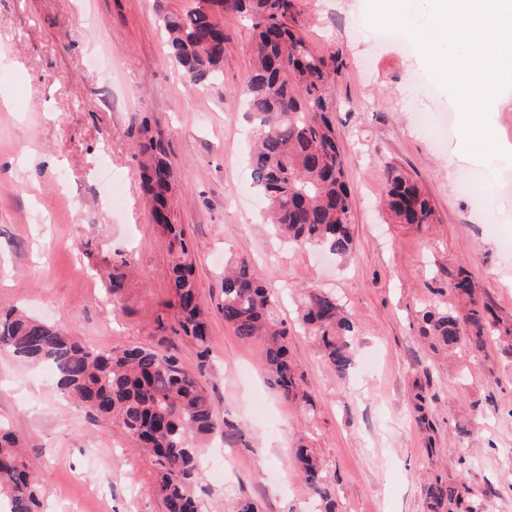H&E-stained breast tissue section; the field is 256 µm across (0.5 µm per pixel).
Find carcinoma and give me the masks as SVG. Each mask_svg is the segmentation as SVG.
Instances as JSON below:
<instances>
[{"label": "carcinoma", "mask_w": 512, "mask_h": 512, "mask_svg": "<svg viewBox=\"0 0 512 512\" xmlns=\"http://www.w3.org/2000/svg\"><path fill=\"white\" fill-rule=\"evenodd\" d=\"M247 15L253 29V61L242 90L255 119L251 179L270 210L271 224L294 246H323L348 256L355 247L353 199L344 156L328 98L329 84L346 66L342 56L314 53L304 36L288 24L295 0H195L182 13H166L161 26L169 57L194 89L220 77L227 37L217 21L226 9ZM139 133L144 159L141 180L151 215L173 255L169 288L173 300L171 331L191 342L197 353L194 370L153 346L137 345L99 351L58 325L32 318L11 307L0 309V350L36 365L49 366L63 396L115 424L146 452L157 468L155 492L164 512H203L194 493L199 453L219 429L215 407L202 377L209 364L208 310L202 302L186 228L176 223V183L162 139L147 120ZM386 199L397 224H432L429 197L403 172L386 173ZM454 288L469 297L463 310H428L427 333L451 350H480L512 330L492 320L488 309L472 299L473 280L462 271ZM224 322L235 334L260 346L269 384L286 402L313 411L288 349L290 329L250 259L239 258L224 272L221 288ZM300 317L321 358L343 379L355 364V326L336 295L318 288L303 292ZM304 483L336 512L327 492V476L315 449L301 443L291 457ZM37 473L25 461L20 436L0 428V512H39Z\"/></svg>", "instance_id": "1"}]
</instances>
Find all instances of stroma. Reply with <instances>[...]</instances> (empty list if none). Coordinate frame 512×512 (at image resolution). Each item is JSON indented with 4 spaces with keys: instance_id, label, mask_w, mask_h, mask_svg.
Listing matches in <instances>:
<instances>
[{
    "instance_id": "1",
    "label": "stroma",
    "mask_w": 512,
    "mask_h": 512,
    "mask_svg": "<svg viewBox=\"0 0 512 512\" xmlns=\"http://www.w3.org/2000/svg\"><path fill=\"white\" fill-rule=\"evenodd\" d=\"M192 0H0V303L71 330L87 345L150 344L197 365L195 347L161 335L172 256L140 181L148 120L173 164L175 214L208 305L205 387L218 418L246 428L253 451L215 433L201 453L206 512H313L288 452L310 441L336 512H512V338L449 354L424 334L426 310L459 305L460 270L476 300L512 327V154L476 157L450 93L411 38L380 40L369 0H297L295 21L319 53L346 61L329 102L353 198L357 245L340 258L277 237L252 188L253 123L241 91L249 22L225 11L224 75L191 88L167 57L160 18ZM433 202L424 228L380 205L388 168ZM260 270L292 331L291 352L315 411L270 388L259 347L218 304L224 267ZM333 291L356 326V366L339 379L298 321L299 291ZM0 424L23 437L47 512H161L155 469L112 422L67 402L40 367L0 351Z\"/></svg>"
}]
</instances>
